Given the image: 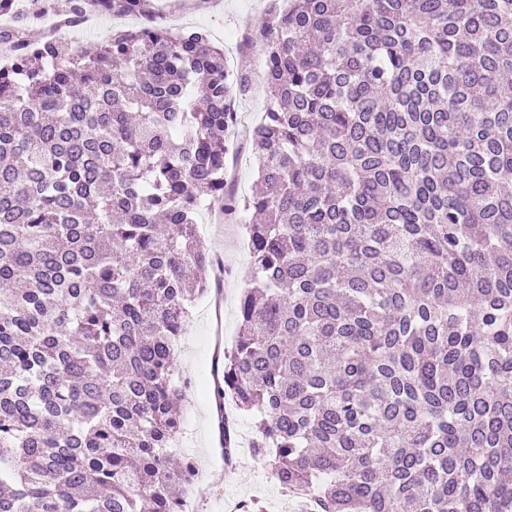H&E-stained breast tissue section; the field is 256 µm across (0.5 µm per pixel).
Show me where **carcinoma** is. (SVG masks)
<instances>
[{
	"label": "carcinoma",
	"instance_id": "1",
	"mask_svg": "<svg viewBox=\"0 0 512 512\" xmlns=\"http://www.w3.org/2000/svg\"><path fill=\"white\" fill-rule=\"evenodd\" d=\"M38 2L145 21L88 56L0 0V512H185L205 209L252 216L215 398L296 512H512V0H285L243 200L207 31Z\"/></svg>",
	"mask_w": 512,
	"mask_h": 512
}]
</instances>
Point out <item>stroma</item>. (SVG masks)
<instances>
[{"instance_id": "obj_1", "label": "stroma", "mask_w": 512, "mask_h": 512, "mask_svg": "<svg viewBox=\"0 0 512 512\" xmlns=\"http://www.w3.org/2000/svg\"><path fill=\"white\" fill-rule=\"evenodd\" d=\"M157 4L166 26L176 31L208 30L212 40L223 46L229 65L249 77L245 91L236 99V123L226 157L230 190L247 197L256 182L252 133L265 110L266 96L258 56L247 48L245 38L266 16L273 0H157ZM139 25L135 16L94 15L74 27L72 39L91 51L113 31ZM198 230L224 273L218 288L195 301L175 350L178 368L191 379L192 386L180 406L183 426L174 454L198 462V477L187 495L186 512H226L224 503L229 499L259 502L265 512H295L293 497L281 488L269 461L254 456L250 449L252 418L239 414L230 402L222 414L232 422L241 450L234 464L224 460L212 390L217 360L235 340L239 301L248 286L250 253L245 227L238 219L205 211L199 216Z\"/></svg>"}]
</instances>
